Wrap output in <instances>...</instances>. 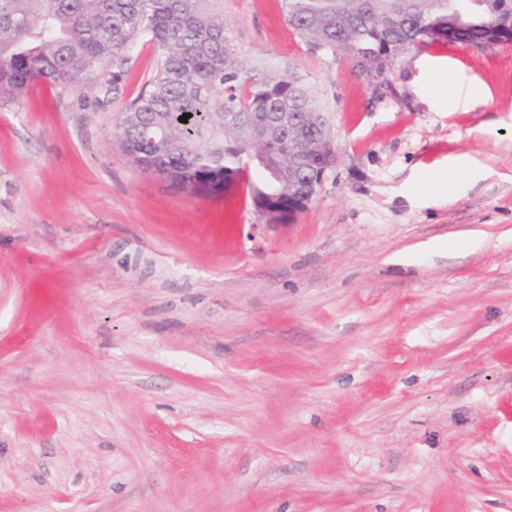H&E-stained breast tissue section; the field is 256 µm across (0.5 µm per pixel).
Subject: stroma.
<instances>
[{"mask_svg": "<svg viewBox=\"0 0 512 512\" xmlns=\"http://www.w3.org/2000/svg\"><path fill=\"white\" fill-rule=\"evenodd\" d=\"M223 10L337 162L285 225L136 168L144 36L120 94L0 107V512H512V40L378 88L281 0Z\"/></svg>", "mask_w": 512, "mask_h": 512, "instance_id": "stroma-1", "label": "stroma"}]
</instances>
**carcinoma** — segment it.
Masks as SVG:
<instances>
[{
  "label": "carcinoma",
  "mask_w": 512,
  "mask_h": 512,
  "mask_svg": "<svg viewBox=\"0 0 512 512\" xmlns=\"http://www.w3.org/2000/svg\"><path fill=\"white\" fill-rule=\"evenodd\" d=\"M221 0H0V104L38 83L69 87L101 79L119 93L135 39L150 38L160 66L150 89L126 108L118 142L134 163L193 191L228 188L257 148L288 154V124L302 130L304 161L276 179L258 162L250 182L255 206L312 193L323 111L307 80L244 68L224 22ZM494 0H283L289 24L314 48L347 54L353 67L382 77L398 54L429 47L454 24L490 25ZM112 65V74L106 66ZM191 114L187 122L179 117Z\"/></svg>",
  "instance_id": "carcinoma-1"
}]
</instances>
